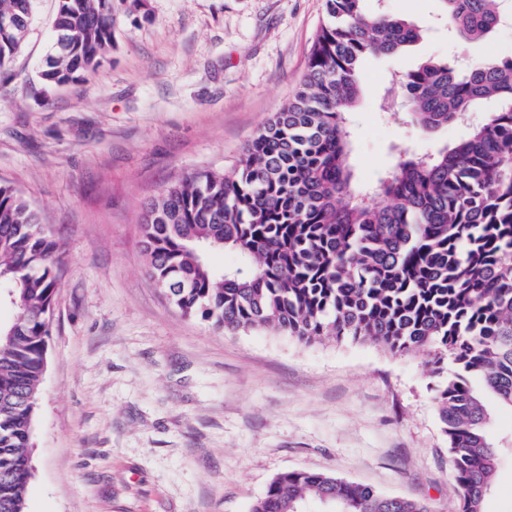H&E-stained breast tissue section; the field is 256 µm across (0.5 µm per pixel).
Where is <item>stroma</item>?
Masks as SVG:
<instances>
[{
	"instance_id": "obj_1",
	"label": "stroma",
	"mask_w": 512,
	"mask_h": 512,
	"mask_svg": "<svg viewBox=\"0 0 512 512\" xmlns=\"http://www.w3.org/2000/svg\"><path fill=\"white\" fill-rule=\"evenodd\" d=\"M425 27L366 58L347 118L349 162L372 185L426 135L381 110L391 73L427 59L512 55V26L460 45L440 0H382ZM57 0H35L0 77V182L55 232L63 258L32 432L27 512H250L289 470L323 472L456 512L452 455L427 357L349 338L310 345L229 335L183 317L146 273L145 206L183 175L232 174L256 131L292 99L326 20L325 0H115L111 57L35 98ZM482 512H512V409Z\"/></svg>"
}]
</instances>
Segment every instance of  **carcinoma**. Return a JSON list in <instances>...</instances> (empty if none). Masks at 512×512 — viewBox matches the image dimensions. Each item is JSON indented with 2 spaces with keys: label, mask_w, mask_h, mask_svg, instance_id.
Instances as JSON below:
<instances>
[{
  "label": "carcinoma",
  "mask_w": 512,
  "mask_h": 512,
  "mask_svg": "<svg viewBox=\"0 0 512 512\" xmlns=\"http://www.w3.org/2000/svg\"><path fill=\"white\" fill-rule=\"evenodd\" d=\"M34 0H0V72L20 50ZM369 0H326L294 100L274 113L231 176L190 174L146 207L149 275L183 315L230 333L263 329L303 343L350 336L393 354L426 353L441 375L434 396L453 457L457 512H482L495 472L487 399L512 407V56L459 67L427 60L398 74L425 134L498 107L465 137L399 161L361 189L349 164L345 114L360 66L422 37ZM448 29L484 41L504 0H442ZM40 99L77 83L112 54V0H57ZM232 251L239 264L211 258ZM59 243L17 189L0 184V512H26L31 433L59 281ZM451 368H445V363ZM429 512L325 473L277 475L251 512Z\"/></svg>",
  "instance_id": "obj_1"
}]
</instances>
